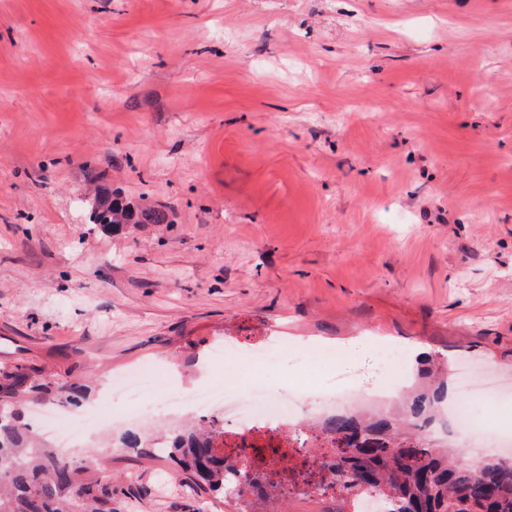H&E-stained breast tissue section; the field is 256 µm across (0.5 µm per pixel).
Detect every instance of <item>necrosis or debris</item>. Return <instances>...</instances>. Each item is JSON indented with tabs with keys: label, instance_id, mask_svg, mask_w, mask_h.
Wrapping results in <instances>:
<instances>
[{
	"label": "necrosis or debris",
	"instance_id": "obj_1",
	"mask_svg": "<svg viewBox=\"0 0 512 512\" xmlns=\"http://www.w3.org/2000/svg\"><path fill=\"white\" fill-rule=\"evenodd\" d=\"M231 358L245 360L255 370L265 372L286 358L293 365L323 371L330 380L315 389L294 387L285 394L257 386L247 395L238 396L224 371ZM205 368L208 379L187 390L176 388L162 394L157 389L159 368L146 364L128 373L119 389L140 416L175 409L198 417L223 415L224 457L236 468L250 470L259 488L274 481L283 494L295 495L303 493L308 484L318 483L324 495L340 494V485L319 466L321 450L335 448L336 437L301 421L302 416L311 413L320 417L345 413L357 404L359 385L339 381V358L333 348L319 346L308 353H292L277 337L246 345L228 335L209 353ZM459 374V389L466 400L443 409L449 419L448 444L467 449L475 462L485 454L486 442L479 436L485 423L476 417L473 406L493 401L500 386L486 376L472 377L464 367Z\"/></svg>",
	"mask_w": 512,
	"mask_h": 512
}]
</instances>
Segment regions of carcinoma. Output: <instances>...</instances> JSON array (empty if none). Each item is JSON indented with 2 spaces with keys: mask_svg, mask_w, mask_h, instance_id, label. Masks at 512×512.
<instances>
[{
  "mask_svg": "<svg viewBox=\"0 0 512 512\" xmlns=\"http://www.w3.org/2000/svg\"><path fill=\"white\" fill-rule=\"evenodd\" d=\"M91 222L120 230L126 224H165L161 210L140 208L118 194L95 199ZM448 364L427 356L418 383L401 397V410L372 415H336L322 428L340 437L334 475L344 479L349 499L373 493L391 503L389 512H512V460L491 457L473 468L461 460V449L431 445L423 440L419 421L435 417L448 391ZM84 388L58 385L37 364L0 367V512H112V483L101 476L103 457H66L45 448L24 422L29 400L49 395L66 407L79 403ZM220 419L168 432L159 441L128 431L123 447L151 448L152 456L177 459L195 484L239 503L238 512H271L279 500L274 490L256 493L253 478L224 463L219 441Z\"/></svg>",
  "mask_w": 512,
  "mask_h": 512,
  "instance_id": "carcinoma-1",
  "label": "carcinoma"
}]
</instances>
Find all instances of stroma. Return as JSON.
<instances>
[{"label":"stroma","instance_id":"obj_1","mask_svg":"<svg viewBox=\"0 0 512 512\" xmlns=\"http://www.w3.org/2000/svg\"><path fill=\"white\" fill-rule=\"evenodd\" d=\"M100 189L169 221L90 223ZM227 332L512 381V0H0V362L112 417ZM126 429L118 512H234Z\"/></svg>","mask_w":512,"mask_h":512}]
</instances>
